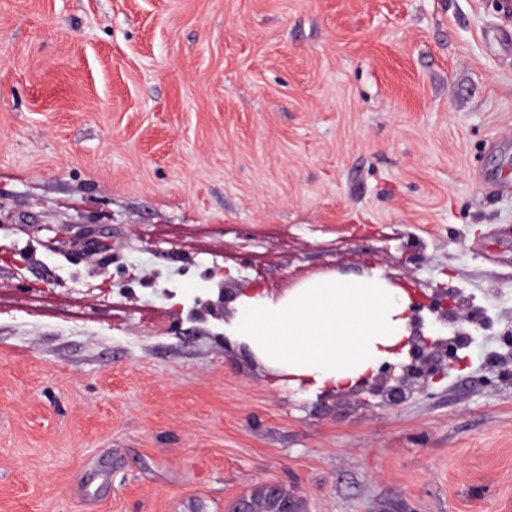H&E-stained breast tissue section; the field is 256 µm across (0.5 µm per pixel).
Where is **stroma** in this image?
Masks as SVG:
<instances>
[{
	"label": "stroma",
	"instance_id": "35a3bbf8",
	"mask_svg": "<svg viewBox=\"0 0 512 512\" xmlns=\"http://www.w3.org/2000/svg\"><path fill=\"white\" fill-rule=\"evenodd\" d=\"M498 21L499 0H0V512H225L269 482L300 512H512ZM83 227L105 253L54 250ZM210 253L271 289L441 284L487 324L401 406L338 400L225 339Z\"/></svg>",
	"mask_w": 512,
	"mask_h": 512
}]
</instances>
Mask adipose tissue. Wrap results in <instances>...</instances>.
<instances>
[{
	"label": "adipose tissue",
	"mask_w": 512,
	"mask_h": 512,
	"mask_svg": "<svg viewBox=\"0 0 512 512\" xmlns=\"http://www.w3.org/2000/svg\"><path fill=\"white\" fill-rule=\"evenodd\" d=\"M405 288L377 271L308 279L281 300L240 297L230 326L267 365L317 392H345L409 335Z\"/></svg>",
	"instance_id": "obj_1"
}]
</instances>
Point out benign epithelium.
<instances>
[{
	"label": "benign epithelium",
	"mask_w": 512,
	"mask_h": 512,
	"mask_svg": "<svg viewBox=\"0 0 512 512\" xmlns=\"http://www.w3.org/2000/svg\"><path fill=\"white\" fill-rule=\"evenodd\" d=\"M432 316L430 328H425L423 312ZM410 335L404 342L408 346L409 361H385L371 376L351 390L355 396L368 395L380 399L381 404L394 406L414 391H425L459 363L456 343L442 337L448 325L456 328V335L465 336L464 327L475 322L448 288L436 286L431 293L412 292L408 307ZM262 491L279 503L277 512H298L296 501L283 495L278 485H267Z\"/></svg>",
	"instance_id": "1"
}]
</instances>
